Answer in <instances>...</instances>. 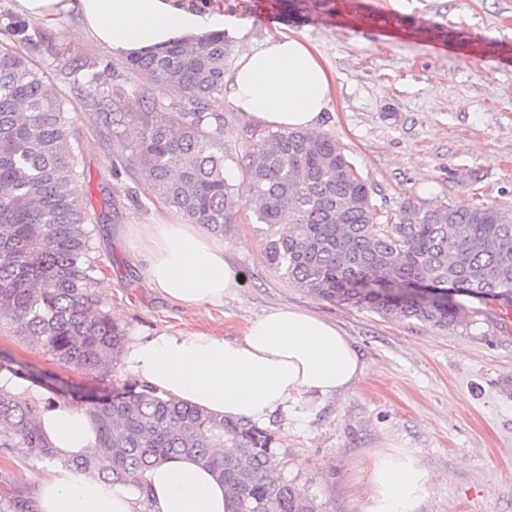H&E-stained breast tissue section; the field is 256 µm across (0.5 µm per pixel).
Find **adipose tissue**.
<instances>
[{
	"label": "adipose tissue",
	"mask_w": 512,
	"mask_h": 512,
	"mask_svg": "<svg viewBox=\"0 0 512 512\" xmlns=\"http://www.w3.org/2000/svg\"><path fill=\"white\" fill-rule=\"evenodd\" d=\"M19 11L48 23L77 15L82 34L108 52L137 55L181 39H204L232 18L197 10L189 0H17ZM333 75L307 41L280 32L248 43L224 76L226 99L250 121L286 130L315 129L332 101ZM151 288L185 307L224 304L244 278L224 245L184 223L132 224ZM121 362L139 381L174 399L232 418L263 422L307 393L348 389L365 366L344 332L321 316L271 306L229 340L186 329L127 345ZM43 425L59 455L91 442L85 409L68 405ZM150 506L131 488L50 467L34 498L38 512H233L224 485L196 460L177 456L149 475ZM428 475L405 448L376 453L363 512H416Z\"/></svg>",
	"instance_id": "obj_1"
}]
</instances>
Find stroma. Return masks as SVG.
I'll use <instances>...</instances> for the list:
<instances>
[{
	"mask_svg": "<svg viewBox=\"0 0 512 512\" xmlns=\"http://www.w3.org/2000/svg\"><path fill=\"white\" fill-rule=\"evenodd\" d=\"M221 14L247 20L248 39L278 32L306 37L334 76L331 106L319 129L333 136L388 214L411 204L494 205L512 209V0H218ZM277 23L261 21L262 13ZM34 60L65 102L80 135L78 189L97 213L92 227L96 291L127 339L194 329L241 336L264 308L290 304L336 322L353 340L363 375L333 397L305 395L291 411L264 420L276 438L279 475L316 499L324 512H361L364 481L380 448L414 451L430 477L418 512H512V317L495 297L455 295L467 325L384 319L314 297L271 269L251 211L224 232V250L244 285L223 307L188 308L148 285L127 231L131 224L176 220L155 201L142 174L107 147L73 91L68 66L84 65L103 87L134 88L167 104L177 93L139 85L92 39L77 16L57 25L34 21ZM225 171L241 181V161L261 125L223 107ZM0 352L57 379L59 398L130 382L121 366H57L0 318ZM46 464L0 450V498L32 497ZM27 473L19 483V473Z\"/></svg>",
	"mask_w": 512,
	"mask_h": 512,
	"instance_id": "stroma-1",
	"label": "stroma"
}]
</instances>
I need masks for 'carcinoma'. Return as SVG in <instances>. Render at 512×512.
<instances>
[{
	"label": "carcinoma",
	"instance_id": "carcinoma-1",
	"mask_svg": "<svg viewBox=\"0 0 512 512\" xmlns=\"http://www.w3.org/2000/svg\"><path fill=\"white\" fill-rule=\"evenodd\" d=\"M29 28L27 20L9 16L0 39V313L58 364L107 370L125 334L93 290L89 225L101 218L76 189L74 128L63 102L20 50L38 47ZM228 59L224 34L213 33L122 62L141 83L181 95L177 107L147 99L130 112L127 89L105 91L95 74L74 80V89L92 101L89 121L106 141L112 126H132L131 141L118 151L152 186L153 197L187 223L224 235V226L238 223L245 189L268 265L315 297L439 327L465 322L462 307L391 302L343 283L425 281L512 302V212L483 204L421 211L408 204L382 223L373 190L325 133L258 134L241 185L229 183L220 112ZM49 380L9 365L0 369V449L24 446L40 460L130 486L146 502L148 472L187 455L213 469L234 512H321L305 490L277 475L276 439L268 430L166 398L147 384L81 396L92 451L60 458L41 424L61 406L45 395ZM20 389L28 394L23 402ZM225 448L235 453L225 455ZM0 512L35 509L18 496L0 499Z\"/></svg>",
	"mask_w": 512,
	"mask_h": 512
}]
</instances>
